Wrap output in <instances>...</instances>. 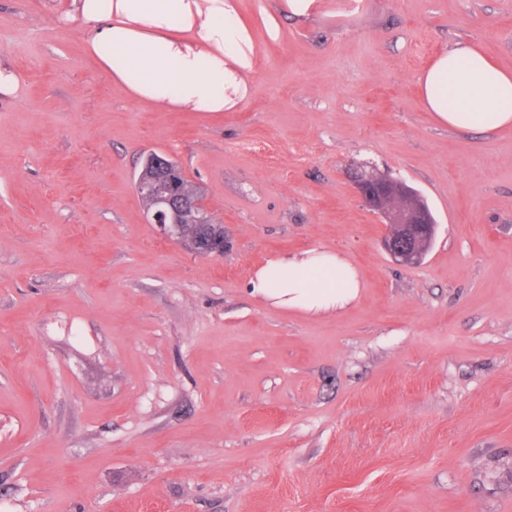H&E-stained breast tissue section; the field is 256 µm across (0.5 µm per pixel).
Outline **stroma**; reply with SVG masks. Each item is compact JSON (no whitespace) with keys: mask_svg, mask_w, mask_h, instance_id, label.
Instances as JSON below:
<instances>
[{"mask_svg":"<svg viewBox=\"0 0 512 512\" xmlns=\"http://www.w3.org/2000/svg\"><path fill=\"white\" fill-rule=\"evenodd\" d=\"M278 3L239 2L246 99L191 112L113 84L57 0H0V512H512V127L440 126L417 86L462 40L512 69V0ZM153 151L223 255L148 223ZM355 171L427 201L421 263ZM311 248L357 268L352 305L251 296Z\"/></svg>","mask_w":512,"mask_h":512,"instance_id":"1","label":"stroma"}]
</instances>
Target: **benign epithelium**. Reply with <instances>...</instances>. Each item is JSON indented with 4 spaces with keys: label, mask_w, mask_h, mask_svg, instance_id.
Segmentation results:
<instances>
[{
    "label": "benign epithelium",
    "mask_w": 512,
    "mask_h": 512,
    "mask_svg": "<svg viewBox=\"0 0 512 512\" xmlns=\"http://www.w3.org/2000/svg\"><path fill=\"white\" fill-rule=\"evenodd\" d=\"M178 164L150 154L144 161L136 187L150 200L147 213L162 234L197 255L224 253V225L215 222L197 195L181 189ZM355 185L362 203L379 215L387 227L382 246L391 258L402 265L419 263L435 236L436 222L429 207L410 186L383 175L360 173ZM195 224L200 236L186 239L180 229Z\"/></svg>",
    "instance_id": "obj_1"
}]
</instances>
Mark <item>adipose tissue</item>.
<instances>
[{
  "label": "adipose tissue",
  "instance_id": "adipose-tissue-1",
  "mask_svg": "<svg viewBox=\"0 0 512 512\" xmlns=\"http://www.w3.org/2000/svg\"><path fill=\"white\" fill-rule=\"evenodd\" d=\"M87 27L86 50L137 101L161 108L221 112L248 95L255 69L253 30L238 0H72ZM424 107L439 124L494 131L512 125V71L478 43L438 55L417 78ZM255 298L308 314L336 311L360 293L343 256L310 249L268 260L250 280Z\"/></svg>",
  "mask_w": 512,
  "mask_h": 512
}]
</instances>
